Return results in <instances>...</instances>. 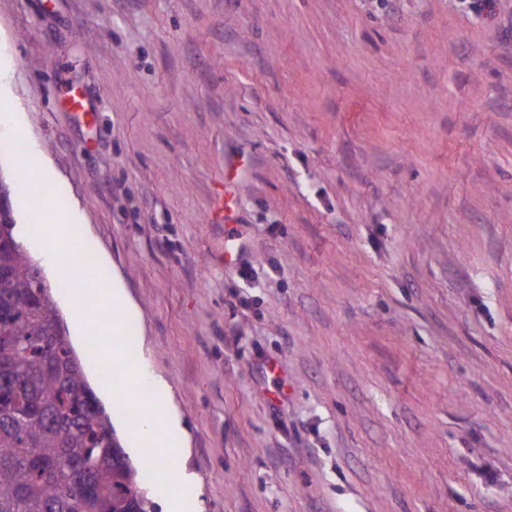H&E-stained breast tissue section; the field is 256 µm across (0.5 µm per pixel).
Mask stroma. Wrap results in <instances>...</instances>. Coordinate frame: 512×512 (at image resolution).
<instances>
[{
    "mask_svg": "<svg viewBox=\"0 0 512 512\" xmlns=\"http://www.w3.org/2000/svg\"><path fill=\"white\" fill-rule=\"evenodd\" d=\"M0 63V170L46 158L134 307L185 512H512V0H0ZM240 167L241 163L239 161L230 162L224 166V191L218 193L213 202L214 214L224 224H234L236 222L231 194L238 185Z\"/></svg>",
    "mask_w": 512,
    "mask_h": 512,
    "instance_id": "stroma-1",
    "label": "stroma"
}]
</instances>
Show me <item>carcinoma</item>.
I'll list each match as a JSON object with an SVG mask.
<instances>
[{"mask_svg":"<svg viewBox=\"0 0 512 512\" xmlns=\"http://www.w3.org/2000/svg\"><path fill=\"white\" fill-rule=\"evenodd\" d=\"M0 512H156L30 253L0 249Z\"/></svg>","mask_w":512,"mask_h":512,"instance_id":"cac0c4a2","label":"carcinoma"}]
</instances>
